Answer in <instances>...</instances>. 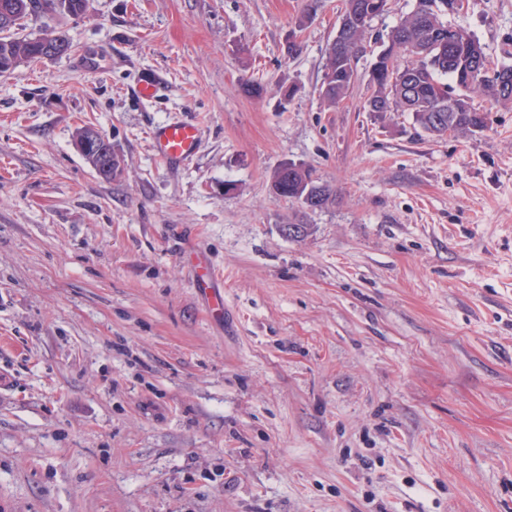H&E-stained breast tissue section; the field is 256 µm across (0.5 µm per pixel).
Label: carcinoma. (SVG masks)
Masks as SVG:
<instances>
[{"instance_id":"1","label":"carcinoma","mask_w":512,"mask_h":512,"mask_svg":"<svg viewBox=\"0 0 512 512\" xmlns=\"http://www.w3.org/2000/svg\"><path fill=\"white\" fill-rule=\"evenodd\" d=\"M21 0H0V74L18 59H38L40 43L35 38L18 36L29 14L15 9ZM450 0H416L414 9L400 18L388 35L387 44L372 63L366 100L368 112H406L413 124L433 137H443L448 126L458 134H473L488 127L489 114L473 105L470 94L478 92L495 102H512L507 87L498 80L512 79V67L502 66L491 79H481L470 70L469 53L483 52L480 43L457 26L455 48L448 54V23L441 13ZM390 0H343L339 22L347 29L339 32L344 42L341 52L325 51L320 95L329 106H336L355 83L354 62L363 51L370 22L388 12ZM276 193L305 208L303 197L320 187L322 204L336 196L332 186L314 172L293 161L282 163L274 172Z\"/></svg>"}]
</instances>
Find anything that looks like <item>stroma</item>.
Returning a JSON list of instances; mask_svg holds the SVG:
<instances>
[{
	"mask_svg": "<svg viewBox=\"0 0 512 512\" xmlns=\"http://www.w3.org/2000/svg\"><path fill=\"white\" fill-rule=\"evenodd\" d=\"M304 6L92 0L72 54L0 75V512H512V102L460 137L365 111L392 0L326 107L341 0ZM447 20L512 66V0ZM193 116L163 165L152 128ZM288 160L335 199L279 197ZM200 133V125L193 119L164 122L150 133L152 152L166 165L184 163L197 152ZM76 145L83 156L97 165V171L102 175H112L107 179L116 180L124 173V169L120 171L123 157L119 148L100 130L94 127L84 129L77 136Z\"/></svg>",
	"mask_w": 512,
	"mask_h": 512,
	"instance_id": "stroma-1",
	"label": "stroma"
}]
</instances>
